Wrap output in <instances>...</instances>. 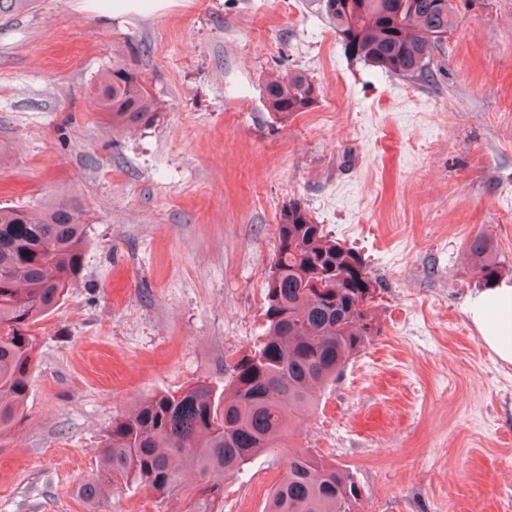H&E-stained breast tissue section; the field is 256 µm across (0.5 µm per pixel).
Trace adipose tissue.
<instances>
[{
    "mask_svg": "<svg viewBox=\"0 0 512 512\" xmlns=\"http://www.w3.org/2000/svg\"><path fill=\"white\" fill-rule=\"evenodd\" d=\"M469 310L487 345L512 363V286L476 296Z\"/></svg>",
    "mask_w": 512,
    "mask_h": 512,
    "instance_id": "1",
    "label": "adipose tissue"
}]
</instances>
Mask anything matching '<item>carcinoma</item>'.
Wrapping results in <instances>:
<instances>
[{
    "instance_id": "obj_1",
    "label": "carcinoma",
    "mask_w": 512,
    "mask_h": 512,
    "mask_svg": "<svg viewBox=\"0 0 512 512\" xmlns=\"http://www.w3.org/2000/svg\"><path fill=\"white\" fill-rule=\"evenodd\" d=\"M348 56L396 76L420 74L456 19L450 0H312ZM35 0H0V18L27 12ZM114 131L147 124L157 103L137 73L112 61L92 87ZM267 110L279 120L305 112L318 89L305 75L270 80ZM83 209L61 198L36 211L0 208V430L26 405L38 347V324L53 311L82 269ZM278 245L266 275L265 331L233 365L219 394L201 383L159 394L112 419L96 473L82 495L103 503L114 486L136 485L165 500L180 491L179 461L201 487L185 512H223L224 479L255 456L284 444L292 423L313 411L320 390L336 382L350 359L380 335L368 287L347 262L353 249L324 233L294 201L277 224ZM485 282L499 277L477 234L468 244ZM323 291L308 287L310 279ZM364 489L352 474L307 449L288 452L283 475L264 512H357Z\"/></svg>"
}]
</instances>
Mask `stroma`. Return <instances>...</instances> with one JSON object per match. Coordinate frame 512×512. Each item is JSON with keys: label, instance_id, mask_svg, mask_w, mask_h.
Wrapping results in <instances>:
<instances>
[{"label": "stroma", "instance_id": "obj_1", "mask_svg": "<svg viewBox=\"0 0 512 512\" xmlns=\"http://www.w3.org/2000/svg\"><path fill=\"white\" fill-rule=\"evenodd\" d=\"M422 74L348 57L309 0H162L119 17L38 0L0 19V207H83L79 283L40 324L29 396L0 431V512H94L81 485L114 417L207 382L264 330L280 212L300 202L355 250L382 327L296 424L290 448L347 467L359 512H512V364L467 305L489 286L477 234L512 285V0H451ZM122 58L158 105L112 132L90 89ZM319 89L277 120L262 90ZM282 452L224 483L263 512ZM180 494L113 491L110 512H184ZM471 255L477 258L476 270L480 277L488 284L491 279L499 277V263L489 259L486 256L487 243L483 235L477 234L471 238L468 244Z\"/></svg>", "mask_w": 512, "mask_h": 512}]
</instances>
